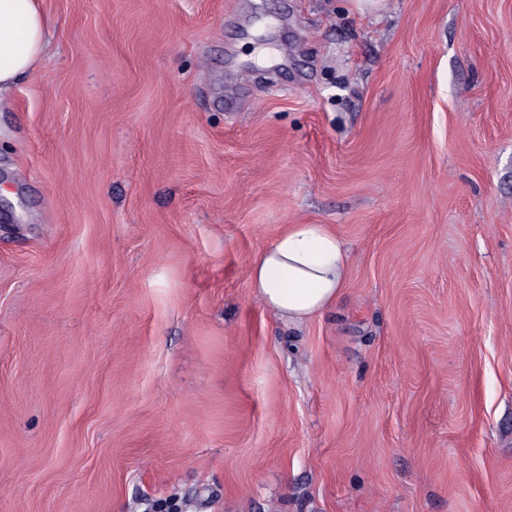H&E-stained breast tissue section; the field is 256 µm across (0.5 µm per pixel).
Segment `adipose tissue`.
Segmentation results:
<instances>
[{
  "mask_svg": "<svg viewBox=\"0 0 512 512\" xmlns=\"http://www.w3.org/2000/svg\"><path fill=\"white\" fill-rule=\"evenodd\" d=\"M48 37L39 0H0V91L34 72ZM349 265V251L330 225L290 224L253 256L247 277L267 310L299 324L335 306Z\"/></svg>",
  "mask_w": 512,
  "mask_h": 512,
  "instance_id": "1",
  "label": "adipose tissue"
}]
</instances>
